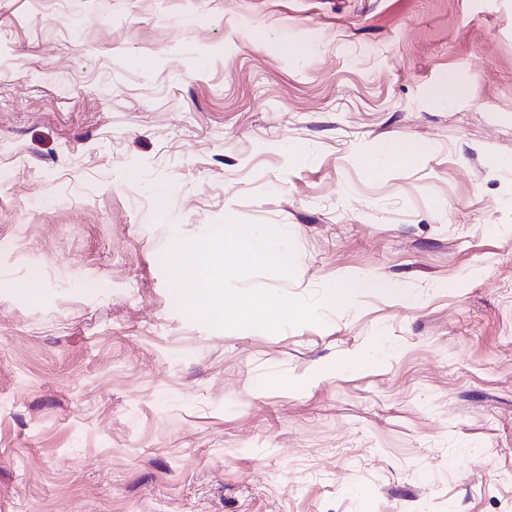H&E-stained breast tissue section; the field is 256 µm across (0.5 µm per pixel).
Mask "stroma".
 <instances>
[{
  "label": "stroma",
  "mask_w": 512,
  "mask_h": 512,
  "mask_svg": "<svg viewBox=\"0 0 512 512\" xmlns=\"http://www.w3.org/2000/svg\"><path fill=\"white\" fill-rule=\"evenodd\" d=\"M228 219L318 322L179 308ZM0 512H512V0H0Z\"/></svg>",
  "instance_id": "35a3bbf8"
}]
</instances>
